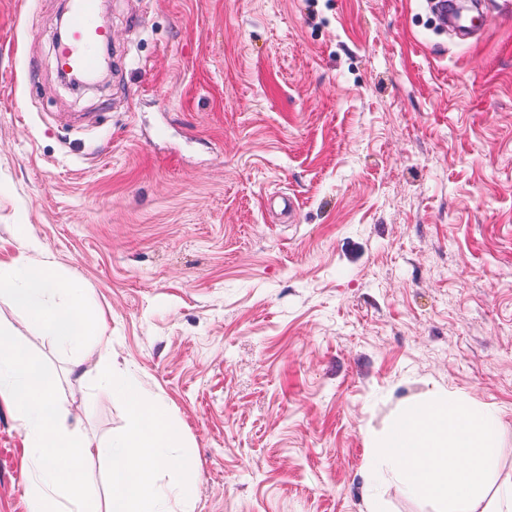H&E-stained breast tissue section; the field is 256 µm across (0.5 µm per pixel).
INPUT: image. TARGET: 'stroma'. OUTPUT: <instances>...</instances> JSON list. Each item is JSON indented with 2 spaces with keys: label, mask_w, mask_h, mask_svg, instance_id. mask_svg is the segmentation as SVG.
Returning a JSON list of instances; mask_svg holds the SVG:
<instances>
[{
  "label": "stroma",
  "mask_w": 512,
  "mask_h": 512,
  "mask_svg": "<svg viewBox=\"0 0 512 512\" xmlns=\"http://www.w3.org/2000/svg\"><path fill=\"white\" fill-rule=\"evenodd\" d=\"M487 2L462 43L424 0H104L111 65L72 91L65 0H0V261L84 288L182 427L193 512H436L375 450L436 389L499 413L512 481V15ZM0 326L91 439L123 431L95 359L75 380L22 311ZM24 438L0 406V512H27Z\"/></svg>",
  "instance_id": "35a3bbf8"
}]
</instances>
